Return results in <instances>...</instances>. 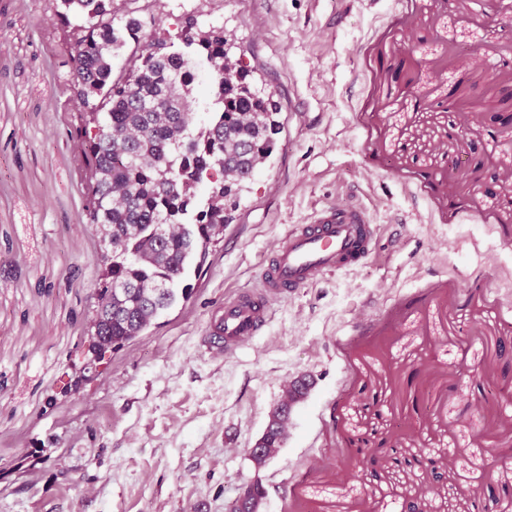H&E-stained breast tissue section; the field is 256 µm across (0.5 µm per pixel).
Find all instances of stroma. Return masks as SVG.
Returning a JSON list of instances; mask_svg holds the SVG:
<instances>
[{
    "label": "stroma",
    "mask_w": 512,
    "mask_h": 512,
    "mask_svg": "<svg viewBox=\"0 0 512 512\" xmlns=\"http://www.w3.org/2000/svg\"><path fill=\"white\" fill-rule=\"evenodd\" d=\"M1 5L0 260L17 270L0 273V512H227L257 477L262 512H395L405 493L472 512L512 490V139L493 119L512 0H139L145 21L192 11L235 33L282 126L188 301L74 395L103 231L79 221L53 0ZM351 196L378 226L370 260L278 302L250 345L203 353L210 315L258 284L289 225ZM301 375L312 388L255 471L248 450ZM423 453L439 481L402 467Z\"/></svg>",
    "instance_id": "stroma-1"
}]
</instances>
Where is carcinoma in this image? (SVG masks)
Returning <instances> with one entry per match:
<instances>
[{
  "label": "carcinoma",
  "mask_w": 512,
  "mask_h": 512,
  "mask_svg": "<svg viewBox=\"0 0 512 512\" xmlns=\"http://www.w3.org/2000/svg\"><path fill=\"white\" fill-rule=\"evenodd\" d=\"M114 2L60 0L50 31L62 33L64 45L74 38L82 45L76 56L64 50L62 61L63 92L73 112L66 145L81 162L86 188L80 223L112 231L104 234V270L91 294L94 299L99 289H112V323L94 310L91 334L105 325L119 347L178 300L189 299L190 269L203 270L216 233L224 231L255 169L274 151L280 105L251 71L232 67L235 43L224 37V27L202 25L186 13L176 35L147 33ZM123 30L135 49L115 74L112 50L126 44ZM148 40L153 50L144 52ZM192 59L209 76L212 110L201 125L195 112L172 109V88L194 90ZM151 105L167 110L170 122L158 123ZM231 132L246 145L237 157L224 154V136ZM229 161L242 176L226 183ZM286 429L283 403L269 417L266 447H281Z\"/></svg>",
  "instance_id": "carcinoma-1"
}]
</instances>
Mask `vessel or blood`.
<instances>
[{"label": "vessel or blood", "mask_w": 512, "mask_h": 512, "mask_svg": "<svg viewBox=\"0 0 512 512\" xmlns=\"http://www.w3.org/2000/svg\"><path fill=\"white\" fill-rule=\"evenodd\" d=\"M378 226L357 199L328 204L292 225L263 268L258 287L225 299L209 320L200 347L216 356L234 353L261 336L276 300L329 274L348 272L371 257Z\"/></svg>", "instance_id": "1"}]
</instances>
